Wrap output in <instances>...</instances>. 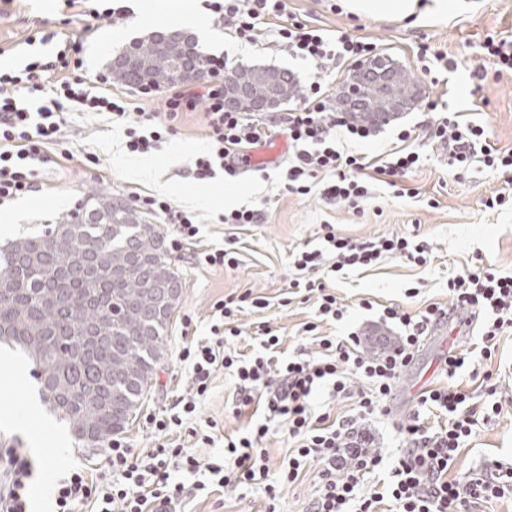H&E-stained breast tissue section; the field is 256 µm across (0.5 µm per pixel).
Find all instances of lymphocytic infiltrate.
I'll list each match as a JSON object with an SVG mask.
<instances>
[{
	"label": "lymphocytic infiltrate",
	"instance_id": "f902f5d3",
	"mask_svg": "<svg viewBox=\"0 0 512 512\" xmlns=\"http://www.w3.org/2000/svg\"><path fill=\"white\" fill-rule=\"evenodd\" d=\"M203 9L248 45L261 44L268 18L280 21L278 43L298 58L326 72L373 56L376 46L366 38L295 21L288 0H201ZM84 41L64 40L54 59L32 57L20 68L0 69V206L31 193L44 191L42 164L50 156H73L68 146L65 115L87 112L126 123L129 152L160 150L176 131L180 115L204 106L208 151L194 162L196 179L204 181L217 170L235 175L249 146L274 136L261 113L224 107V78L233 67L224 56L205 58L206 76L199 86L183 84L169 89L158 112H132L128 97L114 94L110 72L100 71L86 82ZM328 85L312 81L295 108L280 121L292 155L282 167L288 192L306 196L320 191L325 198L360 210L373 197L371 175L395 179L419 168L421 154L410 148L414 130L397 131L398 149L385 156L349 154L336 147L337 133L352 141L372 136V126L354 122L334 111ZM433 144L448 148V165L457 173L474 163L498 170L512 169V150L495 148L483 125L460 122L455 114L437 118L428 127ZM325 182H318V174ZM145 213L171 225L172 251L200 232L196 217L169 199L135 195ZM321 245L291 253L298 278L289 283L293 294L306 293L315 301L316 321L307 323L317 356L278 357L279 336L266 324L256 327L258 347L248 353L232 351L242 331L234 315L242 307L264 309L266 297L244 291L214 305L210 334L183 346L178 357L190 373V391L179 397L165 416L153 418L159 435L155 448L135 453L127 441L113 438L102 454L107 474L94 476L88 467L73 466L56 481L53 512H187L192 492L210 487L255 486L264 490L266 512H278L279 486L295 484L307 472L315 474V492L306 512H471L480 503L512 497V459H496L482 468L453 473L460 448L475 435L480 423L499 414L498 384L492 373L482 383L483 405L471 403L456 385L458 373L477 359H491L501 336L512 335V274L475 268L448 276V304L432 303L412 314L400 306L383 307L379 321L394 326V342L373 356L361 349L362 336H321V322L342 321L347 306L338 302L315 270L333 276L347 269L367 268L386 257L426 264V241L403 236H381L356 242L337 234L334 225L321 227ZM455 319L460 329L478 330L480 340L468 349H449L440 371L447 382L423 390L405 419L395 421L401 445L387 457L374 445L372 422L391 417L394 391L406 368L419 352L434 325ZM235 381L231 404L234 417H246L237 434L226 437L219 461L201 462L176 432L195 419L198 402L210 389L216 371ZM351 402L350 414L331 416L320 396ZM288 434V457L272 470L264 448L275 429ZM197 476L193 488L173 481L172 469ZM34 464L26 449L0 450V512H31Z\"/></svg>",
	"mask_w": 512,
	"mask_h": 512
}]
</instances>
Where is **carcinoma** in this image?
Wrapping results in <instances>:
<instances>
[{
    "instance_id": "cac0c4a2",
    "label": "carcinoma",
    "mask_w": 512,
    "mask_h": 512,
    "mask_svg": "<svg viewBox=\"0 0 512 512\" xmlns=\"http://www.w3.org/2000/svg\"><path fill=\"white\" fill-rule=\"evenodd\" d=\"M181 34L136 40L119 56L140 66L111 64L112 82L128 87L176 83ZM245 89L263 88L287 102L298 83L286 69L242 66L230 75ZM415 79L397 65L392 89L409 94ZM370 108L356 117L384 121L392 102L369 86ZM0 344L33 364L42 402L58 414L74 440L101 448L123 433L140 408L166 352L178 305L160 309L157 293L182 291L161 228L128 204L93 192L80 209L41 234L0 247Z\"/></svg>"
}]
</instances>
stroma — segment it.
<instances>
[{"label": "stroma", "instance_id": "1", "mask_svg": "<svg viewBox=\"0 0 512 512\" xmlns=\"http://www.w3.org/2000/svg\"><path fill=\"white\" fill-rule=\"evenodd\" d=\"M129 3L132 11L119 24L96 21L85 46L88 73L108 68L113 55L132 40L144 39L157 30H173L174 24L167 17L168 6H178L188 14L200 11L198 0ZM288 11L307 25L369 38L378 53L390 55L415 71L424 92L419 106L379 126L371 140L355 147L344 136H337L336 145L341 152L354 147L372 155L385 152L394 146V128L422 126L447 109L468 114L485 125L491 142L512 149V72H497L492 57L484 50L488 38L512 35V0H465L464 8L449 13L447 18L419 22L355 15L343 10L340 0H288ZM42 24L65 39L84 35L86 20L76 12H65L59 0H10L0 6V67L20 65L29 51L25 38L31 29ZM190 34L203 52L228 55L238 65L288 69L299 87L308 86L315 78L312 64L284 48L243 45L215 21H208L206 28L191 29ZM424 45L447 55L457 63V70L433 75L418 73L416 53ZM479 68L485 70V78L475 77ZM125 129V124L96 114L68 115L74 160L45 164L49 190L28 195L27 211H17L11 204L0 207V225H12L17 236L42 233L93 190L126 203L135 192L161 194L197 215V239L185 245L181 253L170 256L182 280V297L168 327L163 363L124 433L135 451L152 448L158 440L150 417L164 415L173 401L187 394L189 373L177 353L185 343L209 336L216 301L249 289L270 302L266 309H247L238 314L237 325L243 331L238 350H246L255 323L263 321L282 337L285 352L301 346L303 325L314 320L315 306L299 297L289 298L288 286L295 271L288 258L295 247L315 241L321 225H334L337 234L359 242L382 235H416L432 249L431 260L424 265L390 257L375 266L327 280V288L347 306L348 313L343 322L323 324L322 334L338 336L358 331L365 334L364 348L370 354L378 351V340L388 331L374 323L370 312L360 308V300L394 303L413 311L428 303L447 304L449 269L484 266L512 273V204L493 210L483 205L486 197L512 187V170L493 171L477 164L458 178L448 169L447 147L437 146L427 150L426 160L402 178L398 187L375 182L373 198L359 212L317 193H289L277 164L262 170H243L233 178L219 172L212 179L196 180L193 161L208 149L203 108L183 114L176 134L154 153L128 152L124 146ZM88 152L98 157V166L88 168L81 163V156ZM401 187L406 188V196H398ZM244 208L260 210L259 223H223L224 213ZM230 239L236 242L238 267L191 263L194 253L223 246ZM411 287L418 288L417 297H406L405 291ZM494 370L501 374L502 409L481 425L470 446L461 450L458 469L493 458L512 457V335L500 338L492 359L478 365L477 377L460 376L463 389L474 402L485 399L479 374ZM436 376L434 354L421 351L398 382L396 413L405 415L413 396ZM233 392L231 377L217 371L198 410L199 425L213 427L214 444L197 443L195 437L188 435L182 438L201 461L220 454L225 435L242 424L230 411ZM38 397L34 376L18 383L0 374V440L13 439L31 449L37 463L33 487L36 508L47 512L52 484L68 466L82 463L100 472L106 471L107 466L97 449H79L65 425L46 406H39L37 414L28 415L27 400ZM266 502L260 489H226L200 494L189 508L191 512H264Z\"/></svg>", "mask_w": 512, "mask_h": 512}]
</instances>
